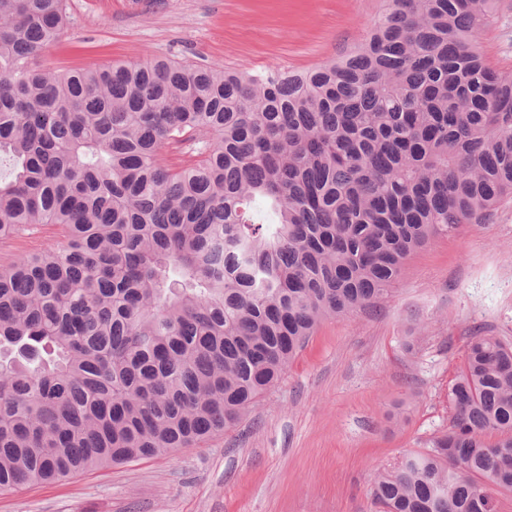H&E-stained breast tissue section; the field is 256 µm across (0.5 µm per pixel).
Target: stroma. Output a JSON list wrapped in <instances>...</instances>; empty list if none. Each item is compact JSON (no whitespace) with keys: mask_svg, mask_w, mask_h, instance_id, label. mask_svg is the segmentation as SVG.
Wrapping results in <instances>:
<instances>
[{"mask_svg":"<svg viewBox=\"0 0 512 512\" xmlns=\"http://www.w3.org/2000/svg\"><path fill=\"white\" fill-rule=\"evenodd\" d=\"M383 0H67L53 70L171 57L303 71L358 43ZM512 71V0L484 40ZM512 343V199L405 262L390 298L324 322L241 422L205 442L0 493V512H381L376 470L449 425L471 337Z\"/></svg>","mask_w":512,"mask_h":512,"instance_id":"obj_1","label":"stroma"}]
</instances>
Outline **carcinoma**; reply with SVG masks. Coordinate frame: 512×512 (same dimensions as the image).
<instances>
[{"instance_id":"1","label":"carcinoma","mask_w":512,"mask_h":512,"mask_svg":"<svg viewBox=\"0 0 512 512\" xmlns=\"http://www.w3.org/2000/svg\"><path fill=\"white\" fill-rule=\"evenodd\" d=\"M496 0H386L300 71L170 58L43 69L66 0H0V491L206 441L329 318L512 198ZM448 431L380 471L385 512H498L512 491V345L474 336ZM58 235L59 231L56 227L44 226L23 238L0 240V264L8 263L20 253L40 251Z\"/></svg>"}]
</instances>
